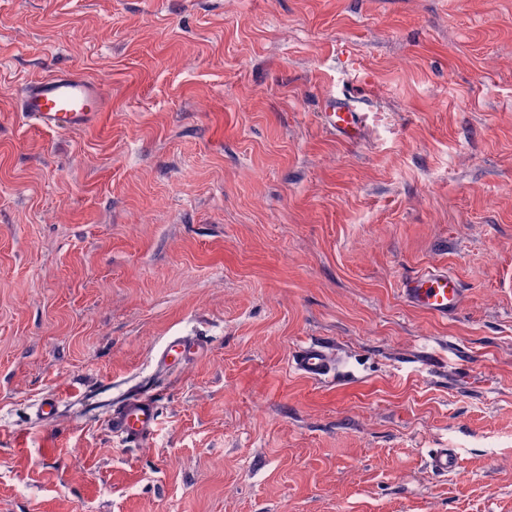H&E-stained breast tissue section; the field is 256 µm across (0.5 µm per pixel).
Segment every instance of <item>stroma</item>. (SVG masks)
<instances>
[{
    "mask_svg": "<svg viewBox=\"0 0 512 512\" xmlns=\"http://www.w3.org/2000/svg\"><path fill=\"white\" fill-rule=\"evenodd\" d=\"M55 69L94 126L19 116ZM511 442L512 0H0V512H512ZM104 86L70 70L58 69L22 84L19 112L34 126L69 131L89 126L107 105ZM349 97H351L349 95ZM344 95L326 106L323 112L324 124L345 142H357L365 120V113L358 112L352 100ZM400 293L410 306L441 319H448L463 303L461 284L447 271L430 270L408 277ZM202 348L203 344L198 340H185L184 337L175 336L167 342L164 351L160 355V360L164 363L170 360V364H175ZM291 364L296 371L314 380L325 378L330 373H340L327 356L326 347L321 343L308 342L297 347L293 352ZM158 423L155 396L140 393L124 399L113 411L112 432L127 444H146L153 439ZM429 465L438 474H454L459 468L458 453L453 448H439L430 456Z\"/></svg>",
    "mask_w": 512,
    "mask_h": 512,
    "instance_id": "35a3bbf8",
    "label": "stroma"
}]
</instances>
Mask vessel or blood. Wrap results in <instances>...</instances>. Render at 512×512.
I'll use <instances>...</instances> for the list:
<instances>
[{"label":"vessel or blood","mask_w":512,"mask_h":512,"mask_svg":"<svg viewBox=\"0 0 512 512\" xmlns=\"http://www.w3.org/2000/svg\"><path fill=\"white\" fill-rule=\"evenodd\" d=\"M106 105L101 82L63 69L23 83L19 98V112L24 120L55 131L89 126ZM323 120L344 141L355 142L365 115L357 111L350 98L343 97L327 105ZM400 293L410 306L441 319L456 313L463 303L459 280L445 271L430 270L408 277L402 282ZM201 347L200 341L175 336L168 341L160 359L175 363ZM291 363L296 371L314 380L325 378L335 370L325 346L315 342L297 347ZM157 423V402L149 393L124 399L111 418L113 434L133 445L150 442ZM429 465L436 473L451 475L459 468V456L455 449L441 448L431 455Z\"/></svg>","instance_id":"b4317fda"}]
</instances>
